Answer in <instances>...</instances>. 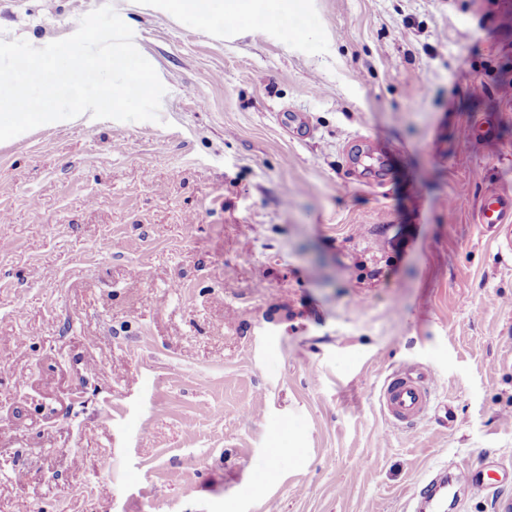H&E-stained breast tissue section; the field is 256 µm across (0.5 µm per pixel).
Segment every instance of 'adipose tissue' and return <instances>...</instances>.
Listing matches in <instances>:
<instances>
[{
  "label": "adipose tissue",
  "mask_w": 512,
  "mask_h": 512,
  "mask_svg": "<svg viewBox=\"0 0 512 512\" xmlns=\"http://www.w3.org/2000/svg\"><path fill=\"white\" fill-rule=\"evenodd\" d=\"M175 16H191L208 33L221 37L247 30L258 20L290 11L292 0H150Z\"/></svg>",
  "instance_id": "obj_1"
}]
</instances>
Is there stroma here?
Masks as SVG:
<instances>
[{"mask_svg":"<svg viewBox=\"0 0 512 512\" xmlns=\"http://www.w3.org/2000/svg\"><path fill=\"white\" fill-rule=\"evenodd\" d=\"M503 2L307 0L227 42L131 0H0V39L43 46L111 5L166 87L156 122L0 142V512H404L493 460L451 512H503L512 254L476 220L512 191ZM356 136L383 183L351 179ZM411 363L453 421L386 422ZM429 485L430 483H426L424 478H421L418 481H416L412 488L410 503L412 504L417 498H424L427 499V502L429 503V506L432 509V511H434V509L439 510L443 508L445 506V502L448 501V494H450V490H448V486L444 484L441 487V493L438 496H436V493L428 494L427 488L429 487Z\"/></svg>","mask_w":512,"mask_h":512,"instance_id":"35a3bbf8","label":"stroma"}]
</instances>
